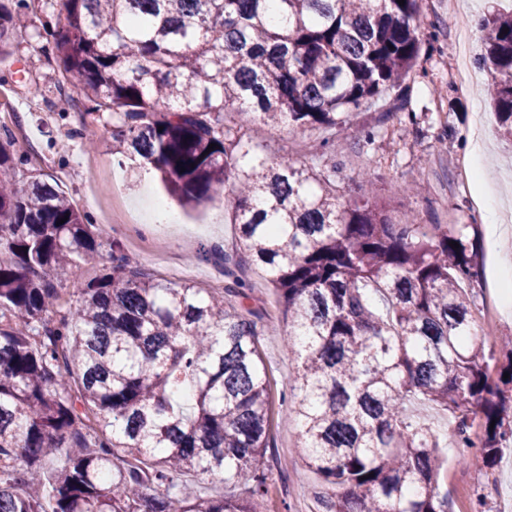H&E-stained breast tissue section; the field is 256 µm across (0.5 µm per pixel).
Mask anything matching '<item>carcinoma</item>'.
Returning a JSON list of instances; mask_svg holds the SVG:
<instances>
[{"mask_svg": "<svg viewBox=\"0 0 512 512\" xmlns=\"http://www.w3.org/2000/svg\"><path fill=\"white\" fill-rule=\"evenodd\" d=\"M419 2L63 0L54 35L62 83L112 114L113 155L151 165L185 205L228 186L238 247L297 348L288 415L336 488L322 512H449L437 449L454 436L489 467L512 440V349L491 363L476 348L474 240L414 215L392 224L377 197L340 200L336 169L270 161L234 119L318 130L319 150L335 148L352 112L413 69ZM27 8L0 3V55ZM479 28L482 93L512 140V11ZM21 163L1 135L0 512H257L270 395L256 313L122 255L67 297L102 235L49 183L12 187ZM418 402L448 411L456 433ZM204 473L224 492L186 494L183 477Z\"/></svg>", "mask_w": 512, "mask_h": 512, "instance_id": "carcinoma-1", "label": "carcinoma"}]
</instances>
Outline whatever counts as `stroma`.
<instances>
[{
	"mask_svg": "<svg viewBox=\"0 0 512 512\" xmlns=\"http://www.w3.org/2000/svg\"><path fill=\"white\" fill-rule=\"evenodd\" d=\"M28 2L27 31L16 38L11 54L0 56V133L15 138V149L24 160L18 187L35 178L58 182L85 217L101 228L105 246L68 278L67 288L78 291L111 266L117 246L139 268L159 278L189 282L207 292L223 291L222 256L234 253L237 244V229L224 213L223 186L214 187L209 201L184 212L183 225L152 223L150 201L163 189L150 173L138 188H129L130 173L112 153L111 116L61 108L58 64L41 50L49 31L66 26L61 0ZM439 2L424 0L417 20L421 38L436 35V51L422 55L395 108L354 112L337 136L334 151L320 154L316 130L254 125L250 134L258 153L270 159L288 154L315 167L334 165L337 195L383 198L393 223L415 212L424 224L477 225L478 257L469 291L472 315L490 330L483 351L497 354L501 338L512 336V307L503 305L494 288L495 268L512 263V224H499L493 233L481 218L471 129L476 112L489 109L481 92L486 76L477 73L470 90L456 86L459 51L448 11ZM366 129L373 132V143L363 140ZM484 159L493 185L512 186V143L499 130H491ZM241 274L248 285L247 304L259 314L257 341L271 402L264 456L270 496L257 509L320 512L321 497L333 495L335 489L308 467L300 450L301 428L285 414L299 394L300 365L283 344L288 322L275 290L250 260H242ZM440 455L444 467L439 491L448 497L449 512H474L479 491L486 496L484 512H505L512 504V446L490 468L474 462L470 448L449 445Z\"/></svg>",
	"mask_w": 512,
	"mask_h": 512,
	"instance_id": "1",
	"label": "stroma"
}]
</instances>
